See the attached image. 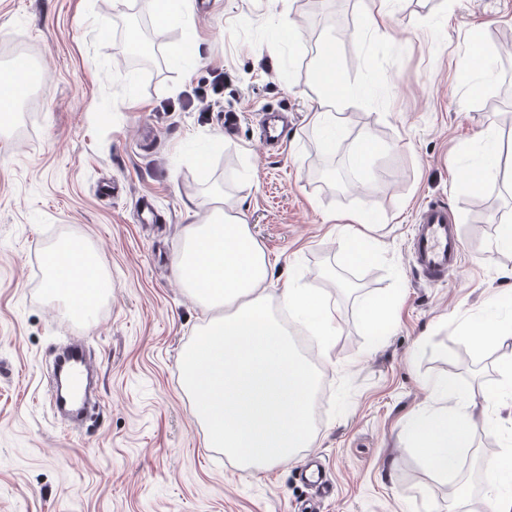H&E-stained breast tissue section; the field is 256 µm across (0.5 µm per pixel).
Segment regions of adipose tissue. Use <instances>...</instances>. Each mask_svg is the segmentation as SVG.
Masks as SVG:
<instances>
[{
	"label": "adipose tissue",
	"instance_id": "adipose-tissue-1",
	"mask_svg": "<svg viewBox=\"0 0 512 512\" xmlns=\"http://www.w3.org/2000/svg\"><path fill=\"white\" fill-rule=\"evenodd\" d=\"M49 294L73 311L98 302L110 286L101 266L76 247L47 254ZM271 266L242 215L217 198L210 215L186 227L175 263L181 285L213 315L178 359L183 383L206 426V444L247 468L288 460L307 447L310 396L317 376L293 349L262 288ZM290 314L307 317L331 335L335 315L306 288H286ZM474 395H442L430 414H417L410 436L426 461L445 469L455 461L473 420Z\"/></svg>",
	"mask_w": 512,
	"mask_h": 512
}]
</instances>
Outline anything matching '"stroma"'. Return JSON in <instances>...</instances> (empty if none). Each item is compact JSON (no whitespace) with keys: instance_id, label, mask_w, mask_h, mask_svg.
Instances as JSON below:
<instances>
[{"instance_id":"stroma-1","label":"stroma","mask_w":512,"mask_h":512,"mask_svg":"<svg viewBox=\"0 0 512 512\" xmlns=\"http://www.w3.org/2000/svg\"><path fill=\"white\" fill-rule=\"evenodd\" d=\"M0 0V56L22 46L45 79L30 109L0 125V512H487L490 478L468 497L413 448L411 417L437 406L434 387L482 391L466 453L478 462L512 446V397L499 395L512 344L466 336L490 305L512 318V249L494 247L512 219V85L477 86L473 35L486 53L512 45V0H389L386 27H368L370 0H288L293 43L276 37L270 0H209L166 27L163 68L117 67L120 30L140 25L137 2ZM334 42L348 95L333 158L376 151L342 191L315 174L322 139L311 124L323 90V45ZM185 43L186 57L169 49ZM232 92L212 93L211 73ZM214 96L211 111L191 105ZM288 118L282 146L263 145L261 116ZM507 151L504 173L480 192L462 168L487 138ZM240 206L275 262L265 282L273 313L300 286L335 310L314 343L322 417L309 447L285 462L245 469L206 447V429L177 360L208 318L174 262L184 228L216 196ZM446 204L463 242L459 268L428 283L412 240L422 207ZM153 204L158 220L137 213ZM381 221L379 252L346 263L355 216ZM70 240L112 281L88 315L47 294L45 254ZM394 295L385 336L364 320L369 299ZM90 347L102 408L91 430L56 417L45 361L70 337Z\"/></svg>"}]
</instances>
